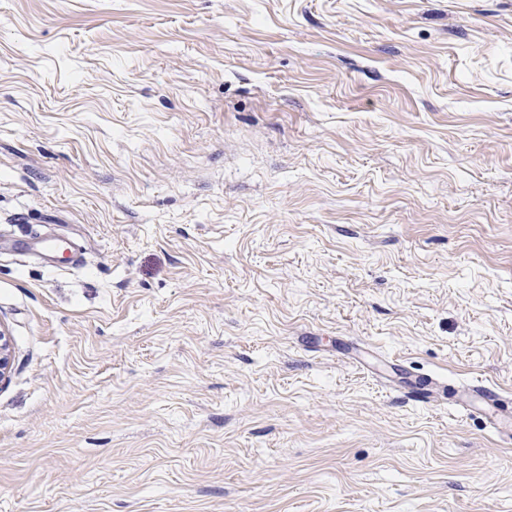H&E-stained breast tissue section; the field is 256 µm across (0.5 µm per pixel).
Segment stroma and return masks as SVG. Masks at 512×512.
Returning <instances> with one entry per match:
<instances>
[{
	"mask_svg": "<svg viewBox=\"0 0 512 512\" xmlns=\"http://www.w3.org/2000/svg\"><path fill=\"white\" fill-rule=\"evenodd\" d=\"M0 512H512V0H0ZM405 383L412 393L422 395L420 400L423 403L435 401L440 391L445 393L448 390L446 385L428 378H415L414 380L405 381ZM457 400L460 406H471L474 400L482 402L486 407L485 416L490 426L502 437L512 440V423L503 420L496 412L507 413L501 406V395L494 388L476 379L457 390ZM496 411V412H495ZM508 439L503 442L508 443Z\"/></svg>",
	"mask_w": 512,
	"mask_h": 512,
	"instance_id": "1",
	"label": "stroma"
}]
</instances>
